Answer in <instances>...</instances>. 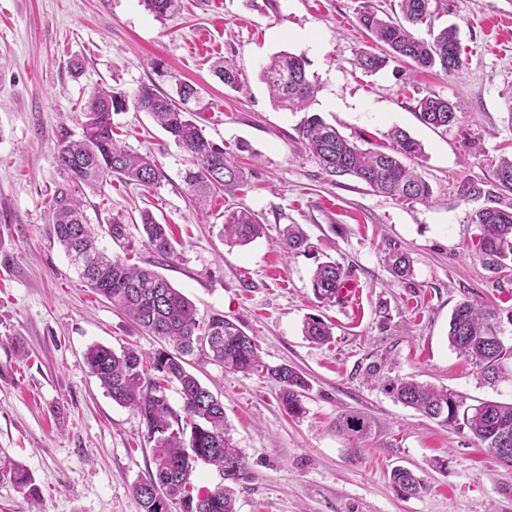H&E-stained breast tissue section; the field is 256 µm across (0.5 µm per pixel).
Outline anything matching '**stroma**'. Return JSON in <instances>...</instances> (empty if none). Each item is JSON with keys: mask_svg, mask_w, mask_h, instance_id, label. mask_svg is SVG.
<instances>
[{"mask_svg": "<svg viewBox=\"0 0 512 512\" xmlns=\"http://www.w3.org/2000/svg\"><path fill=\"white\" fill-rule=\"evenodd\" d=\"M399 0H179L165 18L141 0H0V448L32 474L40 499L0 487V512H142L134 485L153 468L137 413L115 404L84 362L86 348L159 349L107 300L81 282L50 236L48 201L61 181L55 153L79 135L93 89L200 92L209 139L240 152L249 184L236 204L262 213L264 234L247 246L222 237L224 198L207 209L189 199L184 154L143 112L115 116L117 139L154 156L168 179L146 192L120 181L85 190L89 223L126 222L150 210L171 225L176 256L164 276L196 306L221 313L256 338L263 360L291 364L310 383L306 412L293 418L275 384L216 362L190 369L224 404L232 443L248 477L237 512H512V465L477 448L468 434L396 403L381 379L410 376L474 400L512 402V376L495 383L450 349L448 320L466 299L512 308V278L476 249L474 203L456 181H492V160L512 152V0H430L437 26L455 25L465 66L454 76L392 61L361 70L373 44L355 16L368 5L398 12ZM305 55L316 87L310 112L347 137L385 141L395 127L424 147L419 172L432 204L404 205L350 177L326 178L298 140L301 113L276 108L260 72L280 52ZM235 64L237 88L215 76ZM460 102L448 131L415 114L418 99ZM301 225L313 250L290 254L281 230ZM406 253L409 280L386 256ZM338 260L355 284L353 301L318 306L311 275L318 258ZM334 325L331 342L302 333L307 315ZM348 410L371 424L365 438L336 430ZM417 471L428 489L403 496L393 467Z\"/></svg>", "mask_w": 512, "mask_h": 512, "instance_id": "1", "label": "stroma"}]
</instances>
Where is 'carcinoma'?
<instances>
[{
    "label": "carcinoma",
    "instance_id": "1",
    "mask_svg": "<svg viewBox=\"0 0 512 512\" xmlns=\"http://www.w3.org/2000/svg\"><path fill=\"white\" fill-rule=\"evenodd\" d=\"M176 2L142 0L145 9L157 17L174 12ZM429 2L400 0L398 19L383 17L370 6H363L356 14V23L382 52H362L357 59L360 68L376 73L396 59L422 69L438 67L446 75L460 73L464 60L455 26L439 29L429 40L412 32V26L418 24L434 27ZM307 65L304 56L285 52L274 56L261 70L260 79L275 106L293 112L310 106L316 88L307 78ZM215 73L225 86L238 85V73L232 65L221 61ZM197 93V88L187 82L177 83L173 95L153 84H144L131 94L114 87H96L83 107L81 137L72 139L65 134L58 144L56 163L63 183L48 202L52 216L49 233L70 260L82 261V265L75 266L79 277L93 293L163 342L151 354L131 347L117 353L101 344L89 346L85 353L90 374L113 402L140 415L145 437L153 443V471L133 488L142 512H172L176 504L182 512H237L234 485L246 478L247 464L227 436L224 403L188 369L187 357L212 359L228 370L256 373L273 382L279 388L282 406L291 416L304 412L303 398L310 389L306 377L293 366L265 363L253 337L224 315L214 314L203 324L196 319L192 301L159 272L175 257L168 225L158 223L147 210L141 213V243L154 260L138 266L128 263L125 256L99 247V233L84 216L82 198L76 195L83 186L95 189L115 176L148 192L166 179L153 159L114 137L113 116L130 107L148 113L185 155L189 167L184 181L193 204L204 207L244 186L241 164L208 139L184 108L186 100L196 98ZM459 114L460 104L438 96L424 97L416 106L419 121L433 129L448 130L459 120ZM297 131L299 141L325 176H352L406 204L433 202L431 185L405 164L424 156L422 144L406 131L389 130L388 144L381 150L360 148L316 113L304 117ZM453 192L467 202L482 198L489 202L472 213V222L480 230L479 251L490 259L495 270L511 271L512 203L505 205L503 201L512 195V158L499 160L490 187L468 178L457 182ZM103 232L125 253L134 246L129 227L120 218H111ZM264 232L262 214L235 206L224 209L226 244L244 246ZM282 244L288 253L299 252L308 248V237L300 225L289 224L282 232ZM386 261L397 277L412 275L410 260L399 250H391ZM347 281L343 266L329 258L318 263L313 272V295L320 304L334 303L340 300ZM506 324L512 326V308L491 310L464 300L456 305L449 320V346L484 377L494 380L512 362V345L498 339ZM303 333L315 344L333 336L332 327L316 315L305 319ZM170 385L176 387L182 399L179 412L167 398ZM383 389L396 402L441 425L468 432L476 447L512 465V454L505 457L498 452L500 448L512 449V403L482 401L467 405L463 395L411 377L385 382ZM336 430L361 438L368 434L369 423L356 412H345L336 418ZM199 461L215 467L220 481L195 495L191 476ZM391 479L408 497L425 490L423 479L406 468L393 469ZM0 486L39 500L32 475L6 455H0Z\"/></svg>",
    "mask_w": 512,
    "mask_h": 512
}]
</instances>
